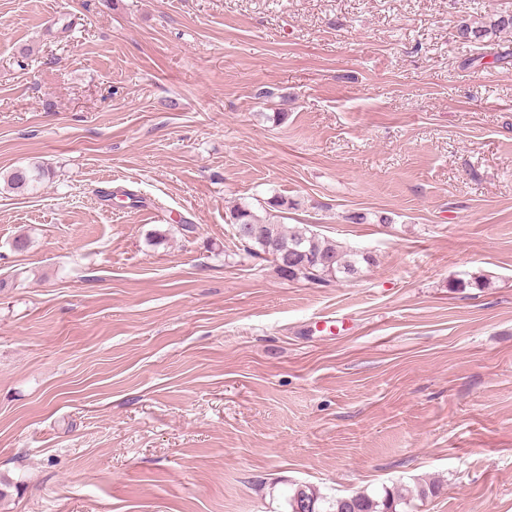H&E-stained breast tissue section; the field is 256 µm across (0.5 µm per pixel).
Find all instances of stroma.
<instances>
[{"label": "stroma", "instance_id": "1", "mask_svg": "<svg viewBox=\"0 0 512 512\" xmlns=\"http://www.w3.org/2000/svg\"><path fill=\"white\" fill-rule=\"evenodd\" d=\"M510 13L0 0V177L51 171L0 185V512H512V30L456 35ZM276 193L371 264L246 257ZM512 27V15H497L496 19H490L484 25L473 26L466 20L458 24L459 37L465 41L480 40L497 35L506 28ZM48 173L49 170L40 164L18 167L8 174L6 184L12 190L36 192ZM438 486L434 483L416 486L414 489L406 486L395 487L392 490L384 489V496L375 499L365 493H356L348 496H339L327 500L320 496L314 488H298L289 497V512H411L412 510H397V506L412 507L415 496L423 499L428 494H435ZM327 504L326 507L323 506ZM325 510H322L324 509Z\"/></svg>", "mask_w": 512, "mask_h": 512}]
</instances>
